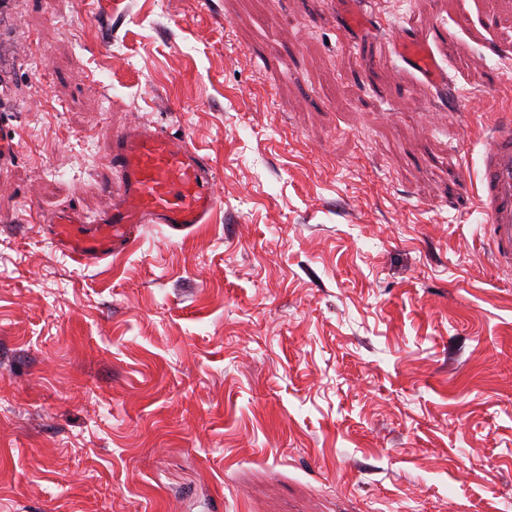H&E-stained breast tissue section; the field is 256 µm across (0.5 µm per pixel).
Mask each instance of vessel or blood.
I'll return each instance as SVG.
<instances>
[{
    "mask_svg": "<svg viewBox=\"0 0 512 512\" xmlns=\"http://www.w3.org/2000/svg\"><path fill=\"white\" fill-rule=\"evenodd\" d=\"M401 60L436 85L448 74L421 34L403 35ZM108 165L119 182L116 200L98 220L68 209L49 218L52 238L72 258L93 264L127 247L137 224H165L176 231L209 223L217 208L215 173L209 158L152 125L114 136ZM478 203L500 267L512 269V117L495 120L480 158Z\"/></svg>",
    "mask_w": 512,
    "mask_h": 512,
    "instance_id": "vessel-or-blood-1",
    "label": "vessel or blood"
}]
</instances>
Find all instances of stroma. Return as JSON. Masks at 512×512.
Returning a JSON list of instances; mask_svg holds the SVG:
<instances>
[{
	"label": "stroma",
	"instance_id": "35a3bbf8",
	"mask_svg": "<svg viewBox=\"0 0 512 512\" xmlns=\"http://www.w3.org/2000/svg\"><path fill=\"white\" fill-rule=\"evenodd\" d=\"M0 110V512H504L512 271L476 185L512 0H0ZM138 120L210 157L217 212L80 264L45 221L110 205ZM401 60L436 85L448 84V74L435 59L429 40L421 34H405L398 42ZM18 143L12 129L3 124L0 126V169L8 166L16 156Z\"/></svg>",
	"mask_w": 512,
	"mask_h": 512
}]
</instances>
